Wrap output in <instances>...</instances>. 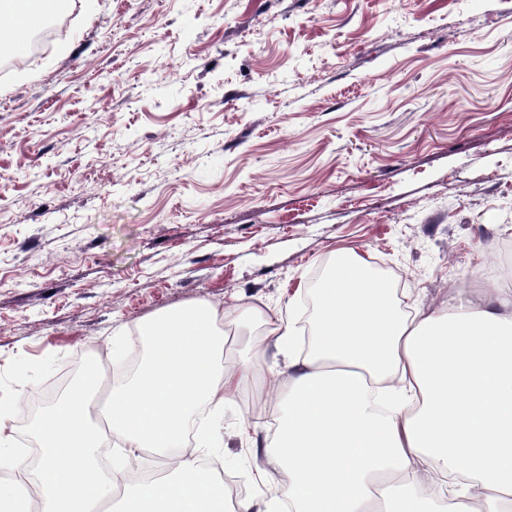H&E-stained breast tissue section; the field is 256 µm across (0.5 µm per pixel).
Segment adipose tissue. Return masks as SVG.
Returning <instances> with one entry per match:
<instances>
[{
    "instance_id": "adipose-tissue-1",
    "label": "adipose tissue",
    "mask_w": 512,
    "mask_h": 512,
    "mask_svg": "<svg viewBox=\"0 0 512 512\" xmlns=\"http://www.w3.org/2000/svg\"><path fill=\"white\" fill-rule=\"evenodd\" d=\"M352 251L333 265L316 308L309 351H296L290 317L246 310L264 341L288 354V372L262 354L225 367L224 315L209 303L170 310L141 330L147 352L137 372L113 383L92 419L98 375L87 372L41 421L37 463L0 456L14 473L0 507L21 512H252L231 502L224 482L197 454L223 446L222 430L188 434L199 412L223 413L265 377L272 419L265 443L243 423L256 478L277 485L288 512H506L512 505V285L484 283L437 306L402 310L392 288L362 277ZM111 435L129 452L152 450L168 475L143 479L114 499L127 455L102 468ZM394 479L379 496L380 479Z\"/></svg>"
}]
</instances>
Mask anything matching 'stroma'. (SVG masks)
<instances>
[{"label":"stroma","mask_w":512,"mask_h":512,"mask_svg":"<svg viewBox=\"0 0 512 512\" xmlns=\"http://www.w3.org/2000/svg\"><path fill=\"white\" fill-rule=\"evenodd\" d=\"M0 79V405L37 449L49 380L75 382L196 300L224 361L302 316L340 249L407 302L512 279V0H70ZM121 340L111 352L113 340ZM239 497L273 500L238 432Z\"/></svg>","instance_id":"1"}]
</instances>
